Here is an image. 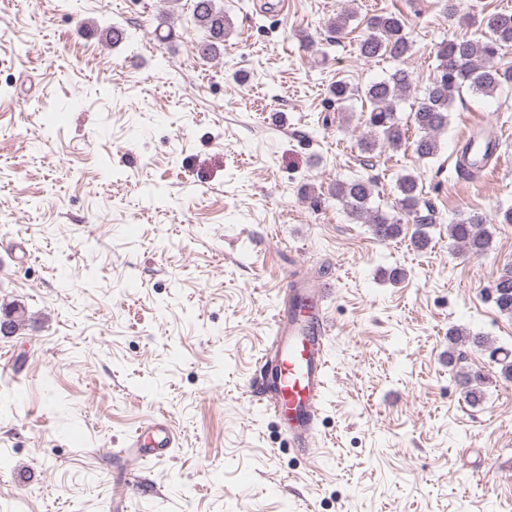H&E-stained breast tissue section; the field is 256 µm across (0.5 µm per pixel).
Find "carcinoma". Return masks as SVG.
I'll use <instances>...</instances> for the list:
<instances>
[{
    "label": "carcinoma",
    "mask_w": 512,
    "mask_h": 512,
    "mask_svg": "<svg viewBox=\"0 0 512 512\" xmlns=\"http://www.w3.org/2000/svg\"><path fill=\"white\" fill-rule=\"evenodd\" d=\"M193 24L201 32L197 54L210 59L220 52L230 29L224 8L216 0H191ZM481 38L455 37L440 43L436 53L434 76L410 113V123L418 131L412 142L413 152L421 159L432 158L439 150L440 135L448 130L449 112L456 94L466 87L476 94L492 97L506 83L512 73L502 72L491 64V59L504 47L512 45V12L501 10L484 16ZM412 51V42L403 21L392 14L376 15L367 22V34L358 44L359 55L371 60L379 57L405 58ZM413 87L412 74L405 68L396 69L388 78L357 88L344 81L330 87L336 101L360 98L370 104L364 124L368 132L360 139L359 148L370 154L377 149H398L406 145L405 131L397 115V107ZM398 214L371 206L373 184L362 179L338 181L334 188L336 198L356 221L369 225L372 234L380 240L409 238L417 251L426 250L431 242L428 228L433 220L419 215L423 203V187L412 173L400 176L396 182ZM448 237L466 252L480 256L489 246L490 233L485 219L478 213L468 214L448 225ZM487 298L499 312L512 316V265H506L498 274ZM489 351L492 361L501 365V374L512 379V353L494 347L484 336L463 335L457 329L448 330V365H457L466 359L461 346ZM485 377L480 373L461 374L460 385L465 397L473 404L483 396Z\"/></svg>",
    "instance_id": "1"
}]
</instances>
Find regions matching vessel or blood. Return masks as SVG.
Returning <instances> with one entry per match:
<instances>
[{
  "label": "vessel or blood",
  "instance_id": "obj_1",
  "mask_svg": "<svg viewBox=\"0 0 512 512\" xmlns=\"http://www.w3.org/2000/svg\"><path fill=\"white\" fill-rule=\"evenodd\" d=\"M288 294L294 300L308 299L313 308L306 315L296 314L291 307L278 313L277 336L269 352L257 359V376L249 391L256 400L264 401L266 411L281 425L293 448L308 456L317 436L332 324L324 288L294 284ZM175 443L172 427L155 419L141 427L125 453L138 461L161 460Z\"/></svg>",
  "mask_w": 512,
  "mask_h": 512
}]
</instances>
